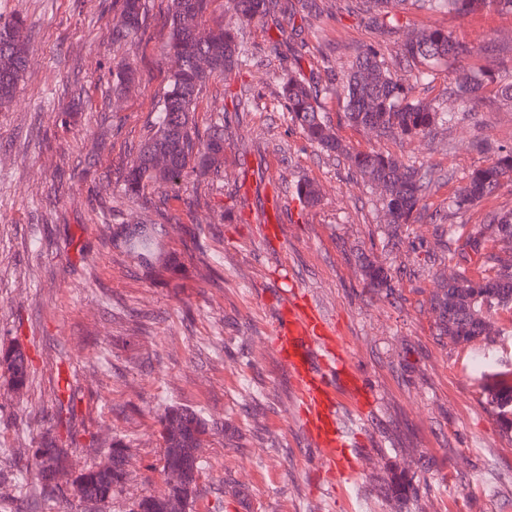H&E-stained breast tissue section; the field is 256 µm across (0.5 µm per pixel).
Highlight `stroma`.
<instances>
[{
	"label": "stroma",
	"mask_w": 512,
	"mask_h": 512,
	"mask_svg": "<svg viewBox=\"0 0 512 512\" xmlns=\"http://www.w3.org/2000/svg\"><path fill=\"white\" fill-rule=\"evenodd\" d=\"M352 0H314L295 29L282 16L240 23L230 0H214L206 27L237 30L246 66L209 82L195 112L199 133L224 122V170L188 175L179 192L147 187L126 195L123 172L145 140L168 85L163 53L167 0H147L149 25L135 42L116 43V0H0V16L31 29L27 69L15 102L0 111V341L22 344L32 381L23 395L0 387V470L27 456L43 433L56 436L73 469L104 461L112 438L130 458L127 484L104 512H130L145 494L163 493L157 417L165 406L205 411L201 483L209 492L193 512H512V436L481 401L478 365L486 342L453 346L436 336L429 298L448 262L442 230L477 233L490 212L512 209V190L458 212L448 199L461 177L512 147V101L468 112L446 69L414 80L400 63L409 34L438 27L494 52L456 64L458 73L512 60V14L465 17L408 12L382 39L351 12ZM382 46L415 98L451 115L431 134L377 138L349 126L334 93L322 108L354 151H379L432 173L420 216L390 238L372 188L347 160L321 154L282 106V78L297 68L327 84L359 51ZM129 62L136 82L112 94V68ZM489 145L473 151L472 141ZM320 189L302 206L298 184ZM281 202L277 242L259 237L268 195ZM169 222L159 237L180 266V287L146 277L112 245L116 224ZM110 209L103 218L102 209ZM392 273L390 290L370 287L362 260ZM297 285L335 325L348 362L374 400L364 410L356 472L331 487L300 420V398L268 341L282 290ZM74 398L69 425L58 426L57 374ZM413 489L396 495L394 475Z\"/></svg>",
	"instance_id": "obj_1"
}]
</instances>
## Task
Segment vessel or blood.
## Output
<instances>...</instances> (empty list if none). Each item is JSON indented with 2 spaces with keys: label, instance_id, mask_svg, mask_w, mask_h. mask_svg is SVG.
<instances>
[{
  "label": "vessel or blood",
  "instance_id": "obj_1",
  "mask_svg": "<svg viewBox=\"0 0 512 512\" xmlns=\"http://www.w3.org/2000/svg\"><path fill=\"white\" fill-rule=\"evenodd\" d=\"M273 329V343L290 372L304 427L330 469H352V436L339 425L343 400L363 407L370 391L347 362L331 322L297 288H290Z\"/></svg>",
  "mask_w": 512,
  "mask_h": 512
}]
</instances>
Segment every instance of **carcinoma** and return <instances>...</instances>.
I'll use <instances>...</instances> for the list:
<instances>
[{
	"label": "carcinoma",
	"mask_w": 512,
	"mask_h": 512,
	"mask_svg": "<svg viewBox=\"0 0 512 512\" xmlns=\"http://www.w3.org/2000/svg\"><path fill=\"white\" fill-rule=\"evenodd\" d=\"M214 0H170V30L166 53L173 61L167 89L148 137L140 145L124 175L125 192L138 196L149 186L174 190L190 172L201 177L217 176L224 166V121L216 122L204 135L196 131L193 114L200 91L210 79L222 77L242 64V52L235 33L218 26L200 32ZM240 21L251 22L276 12L277 0H232ZM489 9L512 14V0H360L358 10L383 35L398 30V14L416 10L466 16ZM146 0H119V18L112 28L115 42L134 40L147 26ZM490 46L476 47L457 39L442 28H426L404 43V56L417 67L415 81L433 77L440 64L451 65ZM29 54L28 27L20 17L0 18V108L10 105L23 76ZM135 73L127 63L112 70V93L119 95L134 81ZM497 83L498 94L512 100V80L500 79L491 69H479L456 78V91L469 109L480 105L482 91ZM333 92L342 98L345 116L355 126L378 135L413 137L426 134L441 120L435 108L414 99L412 87L388 67L375 47L362 51L352 69L338 72L333 81L318 83L288 70L283 79L282 100L290 121L310 144L331 155L344 156L349 166L364 181L380 190V201L389 216L393 233L409 223L420 209L427 187V172L413 164L402 165L377 151L351 152L336 134L322 112L320 93ZM164 159L166 167L157 168ZM512 186V149L499 151L485 167L464 177L451 200L458 210L486 199L504 187ZM298 199L317 203L319 191L311 182L297 186ZM489 233L478 232L449 250V261L459 272L437 285L430 302L437 314L436 335L448 338L454 346H465L482 339L496 342L512 332L497 325L501 312L512 315V269L500 264L499 252H512V209L494 211L486 225ZM115 247L137 261L149 274L175 273L155 224L113 229ZM482 258V268L471 274L467 269L471 255ZM365 278L378 288L390 287L392 275L369 262L362 264ZM26 351L17 345L0 347V383L13 393H22L29 384ZM485 403L499 425L512 432V366L500 364L496 381L482 388ZM163 444V473L168 492L162 497L151 494L134 502L132 512H185L183 501L195 502L202 488L200 479L204 461L198 457L202 439L211 431L207 417L199 410L168 405L158 417ZM128 455L121 440L112 439L108 461L81 469L72 479V496L81 502L102 505L120 493L128 475ZM35 467L41 484L40 497L47 504L66 496L57 478L70 468L63 449L55 441L44 439L31 449L23 469Z\"/></svg>",
	"instance_id": "cac0c4a2"
}]
</instances>
